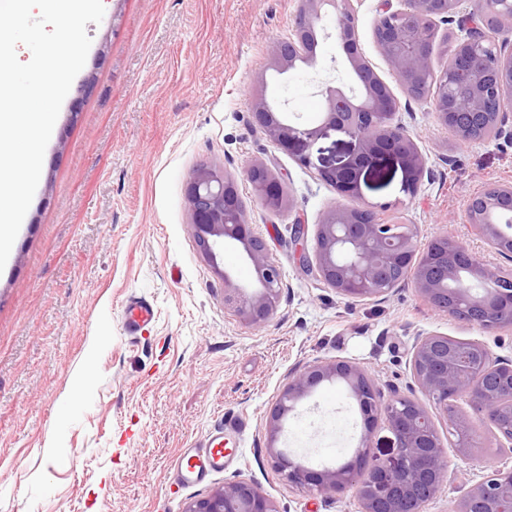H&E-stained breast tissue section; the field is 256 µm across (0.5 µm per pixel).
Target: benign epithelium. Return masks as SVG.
<instances>
[{
  "label": "benign epithelium",
  "mask_w": 512,
  "mask_h": 512,
  "mask_svg": "<svg viewBox=\"0 0 512 512\" xmlns=\"http://www.w3.org/2000/svg\"><path fill=\"white\" fill-rule=\"evenodd\" d=\"M380 0L373 28L375 46L412 99L429 103L439 124L456 141L468 144L489 133L512 139L508 106L512 103V47L496 39V31L512 29V0H480L481 8L465 12V0ZM328 16L336 26L322 24ZM459 18L466 34L455 40L452 64L434 66L437 22ZM342 47L353 85L318 86L326 106L318 126L300 128L288 111L270 104L266 76L254 79L252 114L268 139L309 164L306 149L324 129L349 136L346 157L317 169V179L342 195L360 197L361 179L374 161L387 155L400 164L405 189L416 190L424 158L404 126L394 122L400 102L362 52L357 7L353 0H298L292 33L273 43L271 66L284 74L312 67L320 44L330 38ZM254 197L270 211L289 201L283 182L262 163L246 169ZM184 195L198 247L224 279V307L252 326L265 324L276 312L283 271L264 238L256 235L245 206L239 204L238 178L216 165L202 164L184 182ZM378 207L358 204L332 207L318 224L314 257L300 255L303 269L313 271L341 297L367 299L411 283L434 308L481 329H498V312L512 307V280L490 267L454 236L444 232L418 248L412 224L380 220ZM467 224L500 257L512 261V184L492 183L469 198ZM238 244L253 266L256 284L241 285L218 259L224 246ZM421 391L446 414L454 447L468 455L475 447L469 416L448 403L463 398L487 414L495 436L512 447V360L495 357L478 341L443 334L416 338L411 357ZM324 382H342L365 416L366 433L352 455L319 470L275 446L284 421L296 404ZM383 420L393 435L395 453L386 461L371 455L370 433ZM268 455L288 484L318 494L350 489L362 512H423L448 477L445 446L432 416L417 399L395 394L386 399L365 368L345 359L318 360L306 366L282 389L269 416ZM512 502V469L495 468L459 500L455 512H503ZM183 512H279L275 502L255 484L224 483L208 497L186 503Z\"/></svg>",
  "instance_id": "7a95c632"
}]
</instances>
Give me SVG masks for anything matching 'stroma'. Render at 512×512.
<instances>
[{
	"label": "stroma",
	"instance_id": "1",
	"mask_svg": "<svg viewBox=\"0 0 512 512\" xmlns=\"http://www.w3.org/2000/svg\"><path fill=\"white\" fill-rule=\"evenodd\" d=\"M296 0H108L87 24L86 63L64 100L40 181L0 271V512H182L225 482L256 483L279 512H360L354 491L319 495L288 485L268 457V419L283 387L316 360L363 366L383 393L423 400L445 445L448 480L424 512H453L490 468L512 469L487 416L471 411L476 446L456 452L448 420L416 384L415 338L475 339L512 359V328L484 330L438 311L404 284L374 299L343 298L305 273L317 226L353 206L316 178L351 140L333 130L307 149L309 165L271 143L252 112L253 80L287 103L300 127L317 126L321 83L351 85L341 47L327 40L315 66L280 75L271 45L294 23ZM396 115L417 142L424 173L415 193L400 167L376 161L366 202L390 204L419 243L450 232L484 263L502 259L465 222L469 197L512 184V141L457 145L428 103L396 93ZM265 163L284 182L290 210H267L244 175ZM226 168L253 230L283 269L275 315L255 327L224 307V282L203 257L184 198L200 164ZM302 220L305 234L293 239ZM148 300L152 323L127 335L123 310ZM90 380L75 406V375ZM223 429V473L178 487L173 467L188 441ZM364 417L343 384L323 383L289 414L278 445L306 464L349 455Z\"/></svg>",
	"mask_w": 512,
	"mask_h": 512
}]
</instances>
